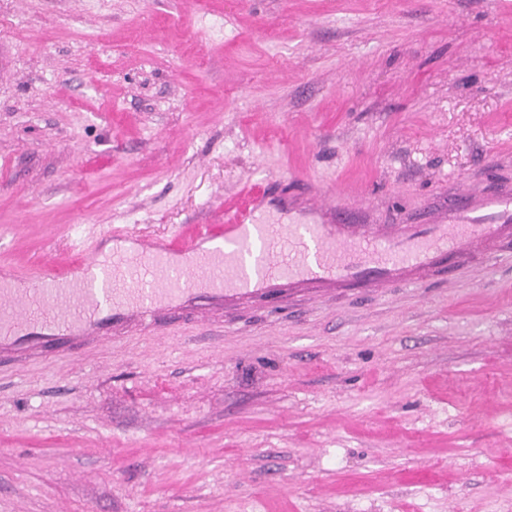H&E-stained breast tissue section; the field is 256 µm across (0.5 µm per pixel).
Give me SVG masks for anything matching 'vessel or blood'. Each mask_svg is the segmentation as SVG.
Listing matches in <instances>:
<instances>
[{
  "label": "vessel or blood",
  "instance_id": "1",
  "mask_svg": "<svg viewBox=\"0 0 512 512\" xmlns=\"http://www.w3.org/2000/svg\"><path fill=\"white\" fill-rule=\"evenodd\" d=\"M265 193L180 249L165 242L149 251L92 255L76 272L46 275L31 288L7 287L0 269V352L26 345L54 353L78 328H116L135 323L143 334L158 324L157 307L200 293L219 299L276 297L287 285L332 288L344 282L414 283L453 256H463L512 237V196L473 201L459 192L448 212L394 232L384 224H337L333 195L307 202L309 222L278 223L261 216Z\"/></svg>",
  "mask_w": 512,
  "mask_h": 512
}]
</instances>
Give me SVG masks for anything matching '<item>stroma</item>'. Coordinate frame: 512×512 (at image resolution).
I'll return each instance as SVG.
<instances>
[{
    "label": "stroma",
    "mask_w": 512,
    "mask_h": 512,
    "mask_svg": "<svg viewBox=\"0 0 512 512\" xmlns=\"http://www.w3.org/2000/svg\"><path fill=\"white\" fill-rule=\"evenodd\" d=\"M512 188V0H0V265L251 191L404 225ZM0 512H512V243L0 355Z\"/></svg>",
    "instance_id": "obj_1"
}]
</instances>
